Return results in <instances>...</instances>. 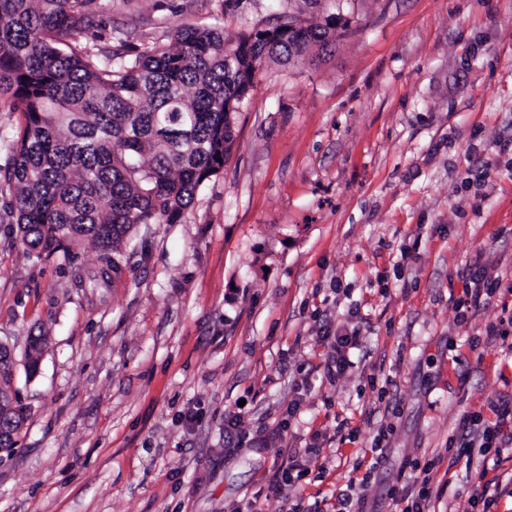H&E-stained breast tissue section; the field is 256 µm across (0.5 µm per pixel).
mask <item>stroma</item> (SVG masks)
<instances>
[{
	"label": "stroma",
	"mask_w": 512,
	"mask_h": 512,
	"mask_svg": "<svg viewBox=\"0 0 512 512\" xmlns=\"http://www.w3.org/2000/svg\"><path fill=\"white\" fill-rule=\"evenodd\" d=\"M102 43L182 23L227 38L288 13L348 34L257 72L221 175L176 224L138 225L120 276L84 242L47 259L0 220V342L28 419L0 459V512H332L386 459L366 512L434 461V512H466L447 449L461 416L512 398V307L455 320L465 276L512 283V0H94ZM357 336L328 381L323 327ZM296 414H288L292 400ZM319 465L286 489L294 450Z\"/></svg>",
	"instance_id": "35a3bbf8"
}]
</instances>
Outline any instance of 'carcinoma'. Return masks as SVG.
Wrapping results in <instances>:
<instances>
[{
    "mask_svg": "<svg viewBox=\"0 0 512 512\" xmlns=\"http://www.w3.org/2000/svg\"><path fill=\"white\" fill-rule=\"evenodd\" d=\"M92 0H0V106L18 114L0 167V196L20 241L50 257L95 242L113 255L139 224H175L218 177L239 108L270 59L290 62L345 36L285 21L224 37L183 24L166 42L108 49ZM47 337L30 340L26 373ZM0 344V448L12 454L27 414L9 390Z\"/></svg>",
    "mask_w": 512,
    "mask_h": 512,
    "instance_id": "cac0c4a2",
    "label": "carcinoma"
}]
</instances>
